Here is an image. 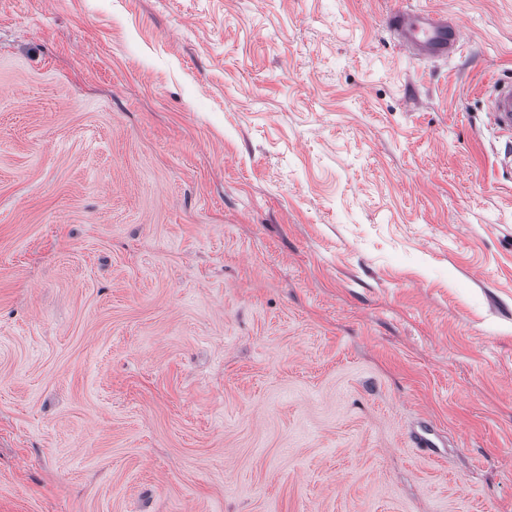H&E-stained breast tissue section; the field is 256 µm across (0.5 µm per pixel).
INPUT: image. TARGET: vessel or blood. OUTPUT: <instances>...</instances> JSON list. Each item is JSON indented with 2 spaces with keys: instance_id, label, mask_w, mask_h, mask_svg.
I'll use <instances>...</instances> for the list:
<instances>
[{
  "instance_id": "vessel-or-blood-1",
  "label": "vessel or blood",
  "mask_w": 512,
  "mask_h": 512,
  "mask_svg": "<svg viewBox=\"0 0 512 512\" xmlns=\"http://www.w3.org/2000/svg\"><path fill=\"white\" fill-rule=\"evenodd\" d=\"M388 27L405 53L416 59H444L464 46L461 26L448 16L417 9L390 13ZM489 123L498 134L512 138V81L495 82L487 100Z\"/></svg>"
}]
</instances>
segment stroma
Wrapping results in <instances>:
<instances>
[{
	"label": "stroma",
	"mask_w": 512,
	"mask_h": 512,
	"mask_svg": "<svg viewBox=\"0 0 512 512\" xmlns=\"http://www.w3.org/2000/svg\"><path fill=\"white\" fill-rule=\"evenodd\" d=\"M508 78L512 0H0V512H512ZM388 27L405 53L415 59H444L464 46L461 26L447 15L398 9L390 13ZM489 123L497 133L512 138V81L495 82L487 100Z\"/></svg>",
	"instance_id": "stroma-1"
}]
</instances>
